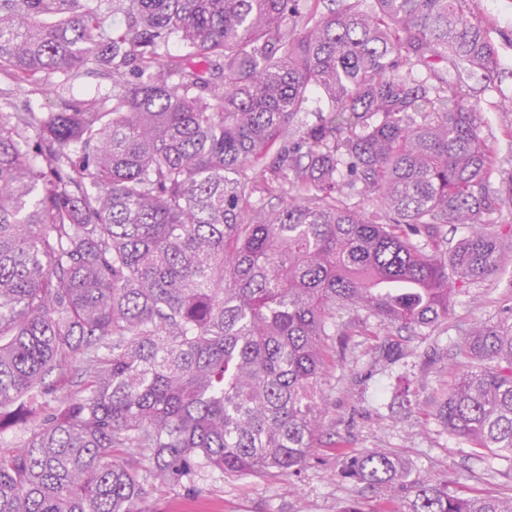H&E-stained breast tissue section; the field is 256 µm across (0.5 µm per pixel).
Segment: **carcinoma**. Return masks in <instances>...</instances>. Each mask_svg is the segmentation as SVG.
<instances>
[{"mask_svg": "<svg viewBox=\"0 0 512 512\" xmlns=\"http://www.w3.org/2000/svg\"><path fill=\"white\" fill-rule=\"evenodd\" d=\"M372 2L0 0V433L39 420L0 453V512H145L124 448L163 483L294 473L336 309L422 334L502 271L512 166L467 83H494L498 50L470 0ZM83 72L112 94L14 103ZM456 357L436 416L512 466V325L473 324ZM337 453L370 512H512ZM82 373L83 365L79 361V358L69 366L54 372L48 378V382L50 384V388H53L55 391L51 395L47 396V400L53 405L54 400L76 390V385L79 383Z\"/></svg>", "mask_w": 512, "mask_h": 512, "instance_id": "carcinoma-1", "label": "carcinoma"}]
</instances>
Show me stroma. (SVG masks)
Masks as SVG:
<instances>
[{
  "mask_svg": "<svg viewBox=\"0 0 512 512\" xmlns=\"http://www.w3.org/2000/svg\"><path fill=\"white\" fill-rule=\"evenodd\" d=\"M471 9L496 45L501 71L495 88L469 82L470 97L484 110L483 133L501 159L512 161V112L499 109L512 98V0H473ZM112 91L110 79L82 73L69 81L51 78L32 103L51 111L60 98L81 99ZM500 275L460 283L447 324L426 335L380 326H359L349 310L336 313L341 331L331 348L327 379L331 409L306 465L292 475L236 477L201 470L193 488L150 481L148 512H344L357 496L340 474L332 446L353 452L386 449L415 473L447 477L465 496L512 492L507 463L472 455L469 446L436 419V404L465 369L455 345L470 323H512V252Z\"/></svg>",
  "mask_w": 512,
  "mask_h": 512,
  "instance_id": "1",
  "label": "stroma"
}]
</instances>
